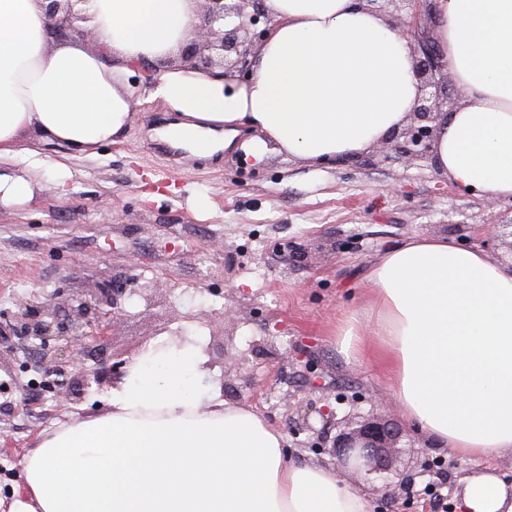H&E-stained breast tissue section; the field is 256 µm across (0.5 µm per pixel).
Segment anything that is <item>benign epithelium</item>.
Returning <instances> with one entry per match:
<instances>
[{"mask_svg": "<svg viewBox=\"0 0 512 512\" xmlns=\"http://www.w3.org/2000/svg\"><path fill=\"white\" fill-rule=\"evenodd\" d=\"M80 0H43L52 34L58 38L71 33L93 42L91 35L70 25L74 6ZM370 10L383 13L402 29L410 39L414 54L415 75L421 83L423 96L410 113L406 127L393 132L376 146V152L390 157V152L413 160L430 157L436 125L443 113L452 111L461 101L462 93L448 76L432 41L422 29V20L431 15L430 0H363ZM203 10L195 26L193 39L181 51L186 66L209 71L220 65L238 73L249 72L252 58L262 46L273 23L263 0H202ZM149 286L126 290L113 289L103 282L91 288L68 315V321L57 320L51 301L28 305L16 315L26 336H34L44 346L43 362L49 374L70 378V387L58 390V397L70 401L92 385L117 383L127 374L132 360L114 358L98 368L86 365L85 357L92 344L106 341L114 326L126 315L125 303L136 297L146 298ZM56 341L54 351L48 342ZM320 426L304 417L303 428L314 436L315 451L336 459L337 465L355 484L372 474L392 475L401 490L410 488L414 473L393 468L391 454L401 435L397 424L365 423L346 432L331 435L337 425L336 414L328 406L317 411Z\"/></svg>", "mask_w": 512, "mask_h": 512, "instance_id": "7a95c632", "label": "benign epithelium"}]
</instances>
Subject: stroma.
Returning <instances> with one entry per match:
<instances>
[{
    "instance_id": "stroma-1",
    "label": "stroma",
    "mask_w": 512,
    "mask_h": 512,
    "mask_svg": "<svg viewBox=\"0 0 512 512\" xmlns=\"http://www.w3.org/2000/svg\"><path fill=\"white\" fill-rule=\"evenodd\" d=\"M173 120L161 102H146L120 142L94 156H69L33 133L24 147L41 152L49 168L31 172L38 189L20 208L0 209V512L23 482L24 457L50 432L108 413L111 386L90 388L73 403L35 393L32 367L40 340L13 332L27 304L52 298L58 313L97 283L116 288L151 284L155 304H127L107 351L138 358L186 325L203 346L239 358L231 370L213 365L210 385L226 401L262 414L285 439L288 457L331 464L297 431L305 413L330 407L337 416L389 419L403 435L396 468L423 457L449 468L442 489L456 502L462 479L482 460L449 456L403 415L384 368L372 355L347 361L336 349V327L370 307L369 276L388 250L416 236L444 237L491 253L487 230L512 222V202L489 201L451 185L430 160L385 159L372 152L314 168L280 155L252 165L239 145L205 158L204 169L172 166L157 145ZM69 176L58 181L54 162ZM159 199H146L150 190ZM206 194L205 210L190 196ZM223 243V253L208 249ZM232 309L223 336L203 320Z\"/></svg>"
}]
</instances>
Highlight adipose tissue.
<instances>
[{
	"instance_id": "1",
	"label": "adipose tissue",
	"mask_w": 512,
	"mask_h": 512,
	"mask_svg": "<svg viewBox=\"0 0 512 512\" xmlns=\"http://www.w3.org/2000/svg\"><path fill=\"white\" fill-rule=\"evenodd\" d=\"M275 19L247 80L170 65L194 36L198 0H81L56 39L41 0H0V206L36 185L15 163L24 132L94 155L119 142L142 97L182 121L169 133L202 153L257 130L246 156L312 165L350 158L406 123L421 96L408 40L361 0H265ZM433 42L463 93L441 118L431 162L455 187L512 200V0H433ZM164 62L147 89L133 64ZM372 307L338 327L362 360L370 323L404 416L438 447L485 460L512 453V266L445 238L387 251ZM198 342L157 344L112 389L107 414L59 428L23 460L12 512H368L334 467L288 460L253 409L197 383ZM459 512H512V485L483 468L463 480Z\"/></svg>"
}]
</instances>
